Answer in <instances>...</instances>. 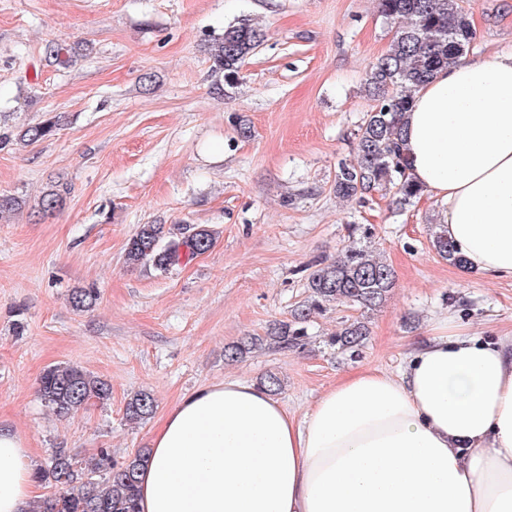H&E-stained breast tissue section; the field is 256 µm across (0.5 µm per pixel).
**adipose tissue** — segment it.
Listing matches in <instances>:
<instances>
[{"instance_id": "adipose-tissue-1", "label": "adipose tissue", "mask_w": 512, "mask_h": 512, "mask_svg": "<svg viewBox=\"0 0 512 512\" xmlns=\"http://www.w3.org/2000/svg\"><path fill=\"white\" fill-rule=\"evenodd\" d=\"M405 132L470 272L512 277V52L439 71ZM35 469L0 424V512H32ZM138 480L140 512H512V333L440 319L397 372H354L300 417L251 380L206 385Z\"/></svg>"}]
</instances>
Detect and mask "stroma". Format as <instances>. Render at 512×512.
Here are the masks:
<instances>
[{"instance_id": "stroma-1", "label": "stroma", "mask_w": 512, "mask_h": 512, "mask_svg": "<svg viewBox=\"0 0 512 512\" xmlns=\"http://www.w3.org/2000/svg\"><path fill=\"white\" fill-rule=\"evenodd\" d=\"M471 18L468 58L512 51V0H473ZM242 19L266 37L228 82L205 46ZM393 32L377 0H0V127L60 118L50 139L0 150V193L23 202L0 219V422L38 464L58 448L81 457L108 448L119 460L149 447L183 396L227 378L276 373L278 400L302 416L353 371L397 372L448 313L478 336L512 331V279L436 254L432 196L398 210L378 193L345 202L333 192L374 106L366 74ZM50 41L79 53L57 64L44 53ZM53 181L70 192L59 211L37 216ZM141 224L175 238L202 224L217 240L166 274L131 268L125 248ZM357 225L372 226L371 247L396 274L366 315L360 356L326 346L357 313L334 305L312 319L305 348L225 363V344L290 320L309 269L333 260ZM82 288L98 292L85 311L70 302ZM54 365L108 380L110 401L56 416L38 395ZM140 390L156 408L135 425L124 407Z\"/></svg>"}]
</instances>
